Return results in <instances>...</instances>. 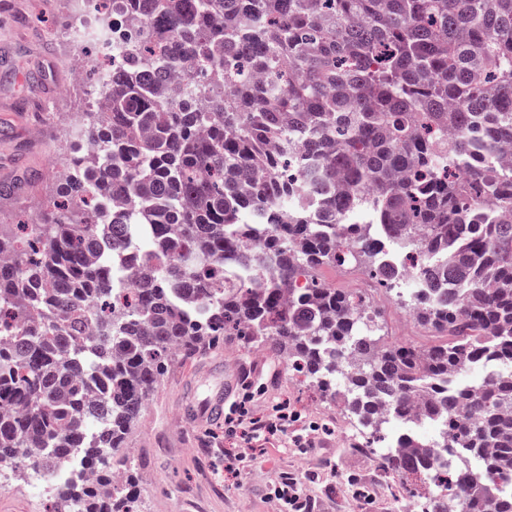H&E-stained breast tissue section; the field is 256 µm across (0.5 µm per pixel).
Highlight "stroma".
Returning <instances> with one entry per match:
<instances>
[{
	"label": "stroma",
	"mask_w": 512,
	"mask_h": 512,
	"mask_svg": "<svg viewBox=\"0 0 512 512\" xmlns=\"http://www.w3.org/2000/svg\"><path fill=\"white\" fill-rule=\"evenodd\" d=\"M66 0H0V178L11 195H0V222L24 221L48 206L50 156L66 158L60 134L74 124L84 87L71 83L66 49L46 33L67 24ZM385 342L429 344L430 338L383 291L369 295ZM237 373V393L251 395L250 409L263 414L280 403L300 412L288 430L238 477L224 473L223 422L185 420L182 404L216 386L225 365ZM359 432L340 403L321 396L288 369L284 360L255 354L229 337L214 347L173 358L129 431L122 455L136 484L137 512H278L269 493L286 477L297 479L315 512H394L406 492L430 495L422 478L397 479L378 463V448L362 453ZM0 486V512H51L48 471L10 468Z\"/></svg>",
	"instance_id": "stroma-1"
}]
</instances>
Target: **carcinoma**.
<instances>
[{
  "instance_id": "obj_1",
  "label": "carcinoma",
  "mask_w": 512,
  "mask_h": 512,
  "mask_svg": "<svg viewBox=\"0 0 512 512\" xmlns=\"http://www.w3.org/2000/svg\"><path fill=\"white\" fill-rule=\"evenodd\" d=\"M139 26L103 76L44 222L0 228V468L50 470L77 453L94 481L74 512H135L110 494L128 431L174 356L234 336L285 359L371 435L382 407L420 402L448 430L382 467L434 487L421 512H512V373L476 391L465 369L512 367V0H112ZM182 98L168 90L177 66ZM298 175L284 180L285 171ZM476 206H471V200ZM383 239L414 260L398 296L435 341H381L366 298L315 277L370 268ZM139 260L135 287L113 268ZM267 276L263 288L245 282ZM464 448L482 472L431 467Z\"/></svg>"
}]
</instances>
